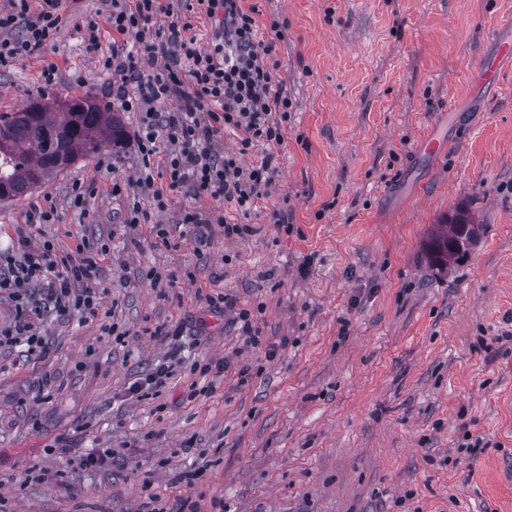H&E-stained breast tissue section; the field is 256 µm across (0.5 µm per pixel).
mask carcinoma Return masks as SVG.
<instances>
[{
  "mask_svg": "<svg viewBox=\"0 0 512 512\" xmlns=\"http://www.w3.org/2000/svg\"><path fill=\"white\" fill-rule=\"evenodd\" d=\"M127 136L122 116L109 112L87 96L50 107L32 102L15 112L0 113V199L22 196L68 168L82 155L104 143L117 150ZM481 225L459 209L436 226L431 254L442 268L468 254Z\"/></svg>",
  "mask_w": 512,
  "mask_h": 512,
  "instance_id": "obj_1",
  "label": "carcinoma"
}]
</instances>
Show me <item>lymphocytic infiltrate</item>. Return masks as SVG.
<instances>
[{
  "mask_svg": "<svg viewBox=\"0 0 512 512\" xmlns=\"http://www.w3.org/2000/svg\"><path fill=\"white\" fill-rule=\"evenodd\" d=\"M0 8V70L14 67L55 46L62 22L61 0H6ZM208 16L219 17L207 47L191 36L190 20L176 15L173 0H107L104 21L85 22L90 47L98 45L100 25L112 30L119 48L102 61L112 76V97L140 115L137 133L142 166L136 186L155 201L184 188L197 198L230 203L247 215L273 190L276 167L272 145L281 143L291 100L274 59L284 26L271 20L260 37L256 19L238 0H196ZM159 60L141 74L142 58ZM174 107L157 111L158 103ZM233 132L235 150L216 157L212 144ZM164 187H156V178ZM106 247H79L76 256L56 255L51 243L32 248L18 236L12 250L0 253V300L11 306L0 323V352L25 347L45 353L39 318L44 309L58 314L95 315L97 279ZM46 283L44 297L33 286Z\"/></svg>",
  "mask_w": 512,
  "mask_h": 512,
  "instance_id": "obj_1",
  "label": "lymphocytic infiltrate"
}]
</instances>
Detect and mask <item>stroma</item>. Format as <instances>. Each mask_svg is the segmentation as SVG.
<instances>
[{
	"mask_svg": "<svg viewBox=\"0 0 512 512\" xmlns=\"http://www.w3.org/2000/svg\"><path fill=\"white\" fill-rule=\"evenodd\" d=\"M239 5L257 25L285 22L275 54L292 101L275 190L244 218L251 235L204 224L197 247L185 211L238 221L231 206L184 189L160 207L127 188L141 166L136 112L120 152L0 200V248L21 228L62 254L107 247L97 315H47L44 358L0 355V512H512V67L470 95L512 0ZM105 10L62 0L56 46L0 73V113L86 95L111 108L100 59L112 32L101 26L91 50L84 26ZM440 131L456 147L425 153ZM136 200L151 221L133 230ZM36 205L53 223L27 227ZM462 206L481 238L439 268L430 232ZM155 223L171 247L156 245ZM220 294L217 311L206 298ZM242 308L260 345L235 322ZM161 366L165 386L132 395ZM106 448L111 463L83 465Z\"/></svg>",
	"mask_w": 512,
	"mask_h": 512,
	"instance_id": "stroma-1",
	"label": "stroma"
}]
</instances>
